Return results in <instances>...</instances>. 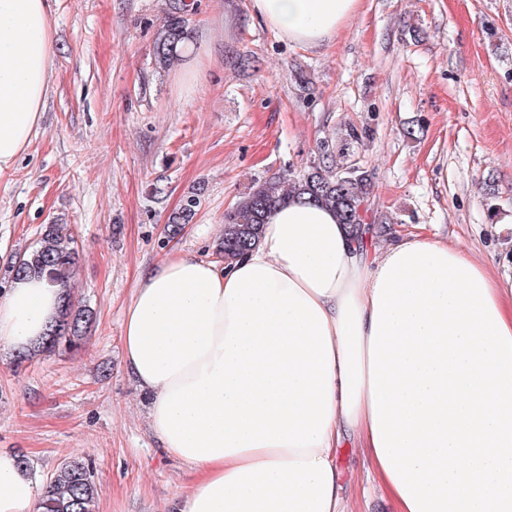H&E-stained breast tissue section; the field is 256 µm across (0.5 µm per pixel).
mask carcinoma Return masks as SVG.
Instances as JSON below:
<instances>
[{
  "label": "carcinoma",
  "mask_w": 512,
  "mask_h": 512,
  "mask_svg": "<svg viewBox=\"0 0 512 512\" xmlns=\"http://www.w3.org/2000/svg\"><path fill=\"white\" fill-rule=\"evenodd\" d=\"M188 20L185 6H174L167 14L154 54L158 64L168 66L180 56L188 40ZM330 155L324 153L307 173L282 176L254 182L248 187L243 201L224 215V227L219 253L233 259L245 253L259 240L268 213L294 198L308 197L329 207L343 224L369 232L368 200L372 190L373 173L360 167L326 165ZM198 199L189 198L182 208L168 217L170 234L178 235L193 218ZM78 263V251L63 224L46 226L38 246L24 254L11 268L12 275L33 273L42 275L62 289L59 314L49 333L38 346L16 355L22 364L39 353H53L65 347L75 349L82 344L93 321L91 310L76 301L70 281ZM97 488L92 465L84 458L64 462L46 486L42 512H95Z\"/></svg>",
  "instance_id": "carcinoma-1"
}]
</instances>
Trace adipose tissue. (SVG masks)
<instances>
[{
  "label": "adipose tissue",
  "instance_id": "ef3b65f1",
  "mask_svg": "<svg viewBox=\"0 0 512 512\" xmlns=\"http://www.w3.org/2000/svg\"><path fill=\"white\" fill-rule=\"evenodd\" d=\"M51 0H0V174L42 120ZM360 0H250L283 39L331 40ZM60 290L0 295V347L37 345ZM123 355L164 452L195 475L178 512H359L336 450L359 448L394 512H512V281L431 235L377 249L324 206L271 211L258 243L216 263L181 251L142 272ZM42 490L0 451V512Z\"/></svg>",
  "mask_w": 512,
  "mask_h": 512
}]
</instances>
